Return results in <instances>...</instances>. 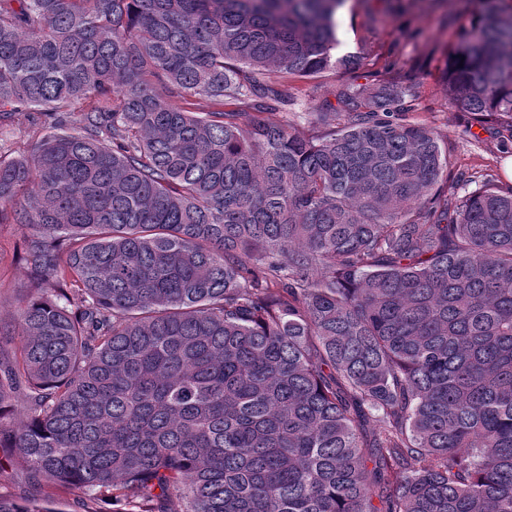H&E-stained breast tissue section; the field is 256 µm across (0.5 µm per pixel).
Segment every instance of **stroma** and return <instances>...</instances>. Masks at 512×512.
<instances>
[{
    "instance_id": "1",
    "label": "stroma",
    "mask_w": 512,
    "mask_h": 512,
    "mask_svg": "<svg viewBox=\"0 0 512 512\" xmlns=\"http://www.w3.org/2000/svg\"><path fill=\"white\" fill-rule=\"evenodd\" d=\"M467 0H346L336 15L338 49L358 52L362 64L354 78L370 85L400 75L417 92L412 117L436 127L450 151L453 169L491 174L512 185V155L501 152L491 124H480L450 99L444 81L448 48L468 22ZM46 132L37 112L13 115L0 122V158L29 153ZM23 230L0 226V324L10 326L17 297L28 280L19 258ZM0 495L33 496L59 512H83L87 496L78 488L65 493L30 484L17 469L0 468Z\"/></svg>"
}]
</instances>
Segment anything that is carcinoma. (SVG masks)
<instances>
[{"label":"carcinoma","instance_id":"obj_1","mask_svg":"<svg viewBox=\"0 0 512 512\" xmlns=\"http://www.w3.org/2000/svg\"><path fill=\"white\" fill-rule=\"evenodd\" d=\"M345 2L0 0V119L51 129L0 159L31 274L0 448L29 481L123 512H512V186L442 190L397 78L295 113L359 65ZM470 3L448 93L506 149L512 0ZM339 84L338 75L332 73H327L322 75V77L302 83L304 89L301 96L304 104L302 110L306 109L307 112H314L325 100L335 105L336 99L334 94H336ZM316 85H318V88H314Z\"/></svg>","mask_w":512,"mask_h":512}]
</instances>
